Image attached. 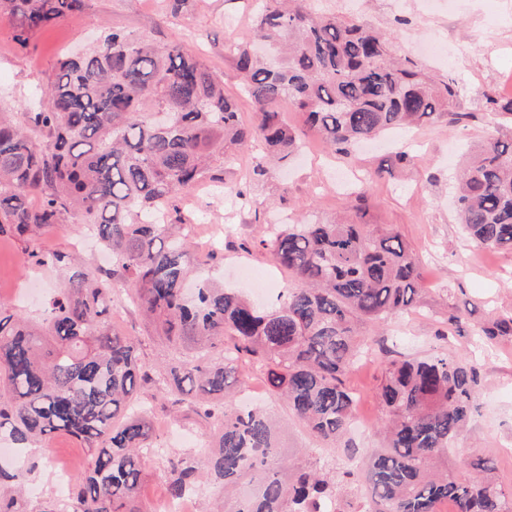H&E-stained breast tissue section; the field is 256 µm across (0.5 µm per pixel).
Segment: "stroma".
I'll return each instance as SVG.
<instances>
[{
    "label": "stroma",
    "mask_w": 512,
    "mask_h": 512,
    "mask_svg": "<svg viewBox=\"0 0 512 512\" xmlns=\"http://www.w3.org/2000/svg\"><path fill=\"white\" fill-rule=\"evenodd\" d=\"M171 0H86L83 12L30 33L20 42L15 28L0 20V92L17 113L30 111V98L54 73L59 58L78 42L90 41L112 30H123L157 42L182 41L224 81V92L236 97L244 124L256 119L254 103L241 94V76L229 43L253 41L250 12L245 0H183L171 13ZM323 14L370 24L389 34L396 55L407 57L432 74L456 80L460 88L457 109L469 113L461 124L437 119L408 131L396 130L361 145L352 155L334 152L288 103L277 104L283 121L301 139L299 151L287 160L268 165L265 176L249 172L263 158L260 146L232 149L224 161L223 201L192 191L181 202L178 217L195 225L197 237L190 255L205 263V273L228 288L243 287L241 268H249L268 282L264 304L276 303L287 273L273 263L261 245L273 219L301 224L350 215L361 224L394 228L409 242L421 264L423 288L415 311L385 324L362 325L371 344L370 360L357 366L346 380L359 399L357 413L369 420L363 431L350 430L357 447L374 450L383 414L377 390L393 359L424 358L444 348L449 357L473 362L480 372L478 411L449 451L441 469L452 475L471 470L476 456L493 462L505 491H512V337L492 343L473 336L474 325L490 316L512 312V251L487 250L463 234L456 222L454 192L464 153L489 139L512 137V120L491 110L487 97L512 98V0H409L398 9L396 0H358L345 9L341 0H313ZM411 159L400 163L396 151ZM236 222L212 254L202 252L208 225L220 224L227 213ZM81 233L66 224L37 234L31 242L0 236V301L28 317L42 305L28 301L35 270L24 263V250L70 251ZM252 245L243 252L242 242ZM466 318L462 328L449 331V315ZM116 329L135 337L143 361L160 366L172 356L168 344L154 336L139 310L118 307L112 314ZM446 331L437 339V331ZM259 393L251 398L240 390L238 402L256 401L286 424L281 436L288 456L311 454L317 442L287 405L271 394L266 380L253 375ZM141 407L151 420L154 446L172 455H199L205 444L193 413H185L176 432H169L168 412L142 394ZM88 450L69 437L50 439L35 453L38 467L33 486L37 499L60 496L56 466L73 476L85 468Z\"/></svg>",
    "instance_id": "stroma-1"
}]
</instances>
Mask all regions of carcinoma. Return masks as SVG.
Here are the masks:
<instances>
[{
    "label": "carcinoma",
    "instance_id": "carcinoma-1",
    "mask_svg": "<svg viewBox=\"0 0 512 512\" xmlns=\"http://www.w3.org/2000/svg\"><path fill=\"white\" fill-rule=\"evenodd\" d=\"M308 0H263L255 38L273 58L233 47L243 88L257 108L244 125L224 81L179 42L152 43L114 30L81 56L64 54L38 111L19 121L0 104V235L27 240L60 224L94 230L112 268L74 253L26 251L59 271L63 288L33 322L0 302V438L23 455L55 435L83 442L88 470L64 499L29 507L35 463L0 466V512H147L139 506L152 432L137 391L156 387L206 424L210 452L167 459L168 498L200 479L229 512H323L336 483L314 463L283 470L279 423L260 408L228 409L264 371L272 392L327 450L343 442L356 409L345 385L362 352L360 326L415 309L419 261L392 229L342 221L273 224L260 244L293 283L273 308L194 272L187 237L167 211L203 179L223 180L224 146L263 143L284 160L299 136L271 105L289 100L336 152L392 129L436 118L457 123L454 78L435 81L390 55V39L367 24L316 16ZM86 0H0L18 37L54 25ZM457 221L486 249L512 250V139L475 151L459 179ZM120 288L172 350L162 367L142 362L137 341L112 326ZM512 337V312L480 329ZM479 373L437 353L393 360L378 388L383 445L369 459L364 512H512V492L480 459L462 477L439 462L475 408Z\"/></svg>",
    "mask_w": 512,
    "mask_h": 512
}]
</instances>
